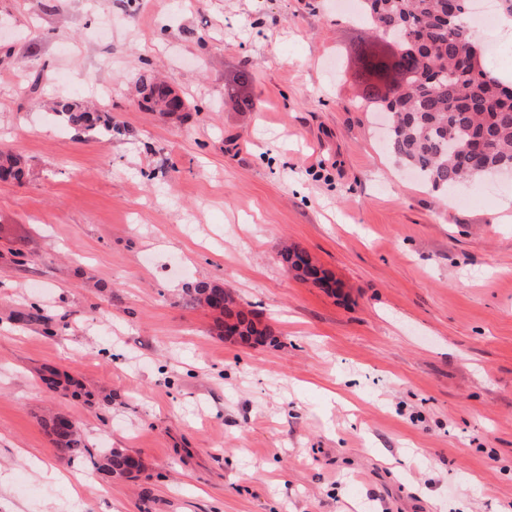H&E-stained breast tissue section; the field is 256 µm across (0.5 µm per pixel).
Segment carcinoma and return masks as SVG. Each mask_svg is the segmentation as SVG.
<instances>
[{
  "label": "carcinoma",
  "instance_id": "obj_1",
  "mask_svg": "<svg viewBox=\"0 0 512 512\" xmlns=\"http://www.w3.org/2000/svg\"><path fill=\"white\" fill-rule=\"evenodd\" d=\"M471 0H363L370 28L384 35L378 47L392 52L388 79L381 82L372 62L354 73L361 107L390 116L385 147L400 165L420 181L444 193L469 178L490 176L512 165V85L493 76L483 65L482 52L465 39L457 26L467 19ZM410 36L415 46H397L394 39ZM140 105L166 118L173 117L183 102L171 87L149 75L141 78ZM55 111L75 130L110 136L116 125L112 114L99 107L59 100ZM24 177L21 157L0 148V180ZM280 263L296 278L330 290L335 282L317 278L315 262L305 252L286 247ZM190 301L216 315L217 328L234 321L241 342H276L269 325L240 304L223 287L197 282L186 288ZM57 451L80 457L86 446L79 427L59 414L45 421ZM93 467L111 478H133L140 461L120 448H103L91 458Z\"/></svg>",
  "mask_w": 512,
  "mask_h": 512
}]
</instances>
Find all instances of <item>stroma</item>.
I'll use <instances>...</instances> for the list:
<instances>
[{"label":"stroma","mask_w":512,"mask_h":512,"mask_svg":"<svg viewBox=\"0 0 512 512\" xmlns=\"http://www.w3.org/2000/svg\"><path fill=\"white\" fill-rule=\"evenodd\" d=\"M366 37L341 0H0V147L27 169L0 182V512H505L512 179L406 174L359 106ZM143 74L184 120L140 107ZM98 87L112 135L48 106ZM199 281L276 343L220 335ZM33 304L52 332L16 320ZM52 411L138 477L61 455ZM280 258L282 266L296 278L302 281H310L321 288H325L326 290H331V292H333L332 288H335V282L331 281V279L325 275L322 270L321 277L317 278L313 276L317 275V272L314 274L312 273V269L316 264L307 253L294 247H285L280 252ZM93 467L108 478H134L141 471L140 461L120 448H102L96 457H90Z\"/></svg>","instance_id":"1"}]
</instances>
